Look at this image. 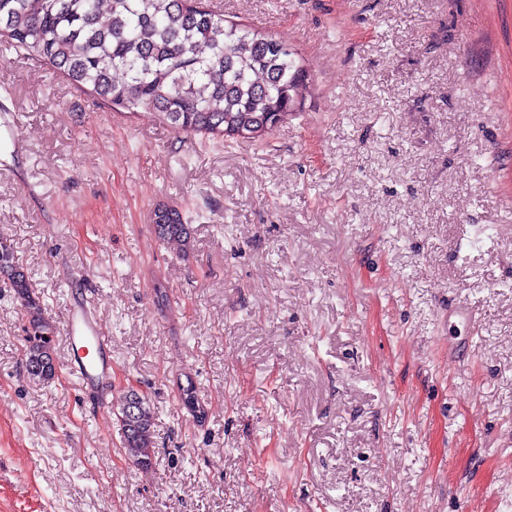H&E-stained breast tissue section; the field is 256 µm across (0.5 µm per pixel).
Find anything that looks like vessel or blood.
Instances as JSON below:
<instances>
[{
    "mask_svg": "<svg viewBox=\"0 0 512 512\" xmlns=\"http://www.w3.org/2000/svg\"><path fill=\"white\" fill-rule=\"evenodd\" d=\"M66 335L71 347L69 370L84 385L105 386L112 375V351L105 330L82 301L67 308Z\"/></svg>",
    "mask_w": 512,
    "mask_h": 512,
    "instance_id": "b4317fda",
    "label": "vessel or blood"
}]
</instances>
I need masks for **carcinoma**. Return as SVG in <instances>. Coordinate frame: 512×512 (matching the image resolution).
Returning <instances> with one entry per match:
<instances>
[{
    "label": "carcinoma",
    "instance_id": "carcinoma-1",
    "mask_svg": "<svg viewBox=\"0 0 512 512\" xmlns=\"http://www.w3.org/2000/svg\"><path fill=\"white\" fill-rule=\"evenodd\" d=\"M41 61L109 106L154 112L187 135L258 139L280 114L298 108L305 71L287 43L204 6V0H0V44ZM153 225L162 243L188 246L181 211ZM0 279L28 323L25 366L55 376L54 328L42 317L32 273L0 237ZM122 445L149 468L155 457L154 411L147 399L122 403Z\"/></svg>",
    "mask_w": 512,
    "mask_h": 512
}]
</instances>
